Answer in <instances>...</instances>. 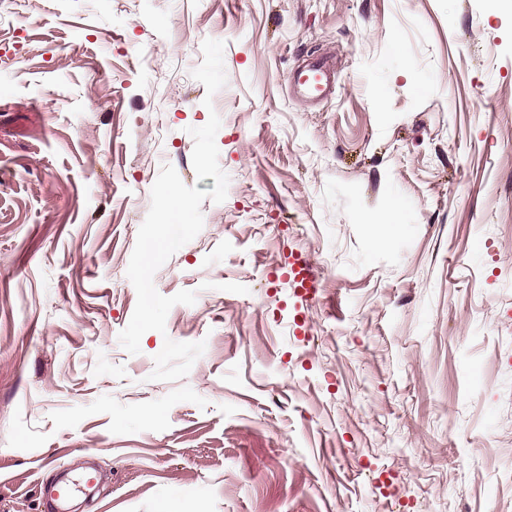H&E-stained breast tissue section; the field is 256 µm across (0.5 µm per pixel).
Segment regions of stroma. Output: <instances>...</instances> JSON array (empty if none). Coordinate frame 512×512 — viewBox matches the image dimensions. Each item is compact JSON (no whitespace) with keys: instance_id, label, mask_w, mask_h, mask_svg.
Wrapping results in <instances>:
<instances>
[{"instance_id":"1","label":"stroma","mask_w":512,"mask_h":512,"mask_svg":"<svg viewBox=\"0 0 512 512\" xmlns=\"http://www.w3.org/2000/svg\"><path fill=\"white\" fill-rule=\"evenodd\" d=\"M213 110L227 198L154 275L197 299L128 354ZM91 469L73 512H512V0H0V512ZM297 93L310 101L328 99L336 92V77L328 62L319 57L306 60L291 74Z\"/></svg>"}]
</instances>
